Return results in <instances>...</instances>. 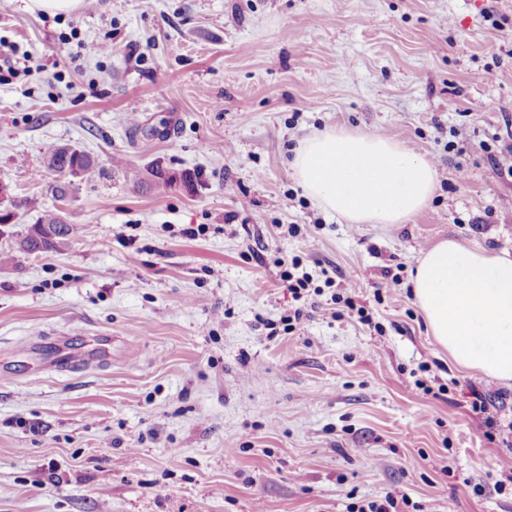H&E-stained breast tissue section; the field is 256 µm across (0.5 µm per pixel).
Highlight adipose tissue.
<instances>
[{
    "instance_id": "1",
    "label": "adipose tissue",
    "mask_w": 512,
    "mask_h": 512,
    "mask_svg": "<svg viewBox=\"0 0 512 512\" xmlns=\"http://www.w3.org/2000/svg\"><path fill=\"white\" fill-rule=\"evenodd\" d=\"M324 210L352 224H403L436 184L433 165L377 133L331 129L304 139L288 163ZM415 303L462 368L512 383V254L444 239L417 261Z\"/></svg>"
}]
</instances>
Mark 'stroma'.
<instances>
[{
  "instance_id": "obj_1",
  "label": "stroma",
  "mask_w": 512,
  "mask_h": 512,
  "mask_svg": "<svg viewBox=\"0 0 512 512\" xmlns=\"http://www.w3.org/2000/svg\"><path fill=\"white\" fill-rule=\"evenodd\" d=\"M0 38L30 65L0 81L18 204L0 249L49 210L79 229L0 266V512H349L388 493L398 512H512V449L469 410L495 391L512 422V386L449 357L411 283L447 237L512 250V0H0ZM329 127L428 159V205L404 224L318 207L287 161ZM64 145L93 166L60 200ZM156 164L191 187L146 190ZM295 256L369 322L322 295L302 334L271 333ZM30 12H44L50 15L70 14L82 7L83 0H24ZM77 165L87 172L91 169L93 161L84 151L71 146H63L56 148L49 160V168L60 173L66 166L69 168Z\"/></svg>"
}]
</instances>
